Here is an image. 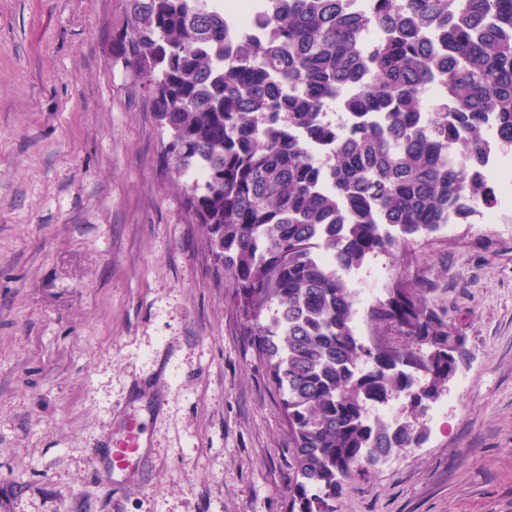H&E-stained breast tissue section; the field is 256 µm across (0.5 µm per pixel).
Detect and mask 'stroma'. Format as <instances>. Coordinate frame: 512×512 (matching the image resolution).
<instances>
[{
  "label": "stroma",
  "mask_w": 512,
  "mask_h": 512,
  "mask_svg": "<svg viewBox=\"0 0 512 512\" xmlns=\"http://www.w3.org/2000/svg\"><path fill=\"white\" fill-rule=\"evenodd\" d=\"M127 0H0V512H284L290 440L234 283L163 161L119 59ZM344 273L398 272L464 337L427 438L348 484L336 512H512V209ZM137 424L151 471L91 456Z\"/></svg>",
  "instance_id": "stroma-1"
}]
</instances>
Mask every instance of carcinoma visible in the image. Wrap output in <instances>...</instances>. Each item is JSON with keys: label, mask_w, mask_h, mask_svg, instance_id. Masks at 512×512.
Instances as JSON below:
<instances>
[{"label": "carcinoma", "mask_w": 512, "mask_h": 512, "mask_svg": "<svg viewBox=\"0 0 512 512\" xmlns=\"http://www.w3.org/2000/svg\"><path fill=\"white\" fill-rule=\"evenodd\" d=\"M127 2L121 58L281 396L286 512H335L345 485L421 445L466 355L403 277L370 317L405 342L362 341L340 272L494 204L485 130L512 142V0H255L266 36L244 31L235 50L224 0ZM394 400L398 428L374 432L368 408Z\"/></svg>", "instance_id": "carcinoma-1"}]
</instances>
